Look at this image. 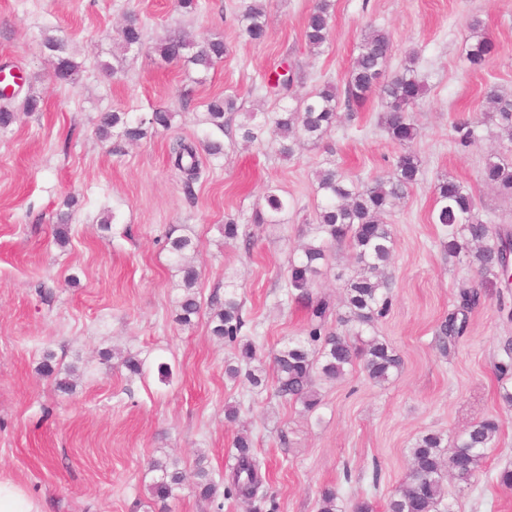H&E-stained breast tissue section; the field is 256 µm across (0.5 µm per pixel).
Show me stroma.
<instances>
[{
  "label": "stroma",
  "mask_w": 512,
  "mask_h": 512,
  "mask_svg": "<svg viewBox=\"0 0 512 512\" xmlns=\"http://www.w3.org/2000/svg\"><path fill=\"white\" fill-rule=\"evenodd\" d=\"M247 2L200 0L188 15L174 0H0V70L18 77L19 96L42 99L41 111L19 114L0 135V475L42 501L45 512H318L327 487L343 506L366 499L384 512L409 472L417 437L433 431L452 442L493 416L500 430L485 462L470 487H449L444 504L448 512H512V490L498 483L499 472L512 468V409L498 395L500 385H512V373L496 370L512 339V289L499 291L492 275L449 257L448 229L431 220L437 178L450 175L472 192L482 220L512 230V199L480 178L489 155L512 161V139L491 121L484 98L490 85L512 96V0H333L330 41L318 54L302 36L315 0H268L261 43L239 27ZM131 14L145 45L127 53L121 75L105 74L101 65L111 61ZM475 17L495 44L476 71L466 59ZM371 27L392 36L388 74L403 71L414 54L427 85L412 112V147L424 176L388 218L391 304L375 325L403 366L382 383L359 367L317 380L320 405L307 416L273 389L256 391L225 375L236 349L212 336L208 310L229 274L249 321L244 336L264 366L288 340L305 336L309 313L288 299L286 279L304 242L301 228L315 217V173L331 162L362 181L391 173L400 148L379 126L380 97L341 118L324 144L301 145L289 160L271 144L225 135L223 157L203 158L189 189L169 160V143L202 136L215 97L235 96L236 124L254 108H275L279 97L266 79L285 62L301 72L294 96L327 84L344 88ZM174 32L195 42L223 37L228 52L205 72L164 61L155 46ZM47 33L69 43L81 67L76 83L54 77L42 45ZM158 106L174 112L171 128L150 130L136 144L96 133L100 113ZM463 118L479 123V140L467 148L455 142ZM271 187L290 207L280 223H254ZM66 212L71 243L62 248L52 228ZM109 212L111 227L101 229ZM229 217L244 225L249 241H225ZM170 233L194 245L202 311L188 325L177 319L180 274L165 247ZM354 269L348 248L333 247L313 294L342 312L343 278ZM479 283L486 296L465 335L441 352V322L457 308L460 289ZM105 349L114 354L108 365L99 360ZM49 353L60 367H76L73 391L40 375ZM127 356L145 360V374H130L121 363ZM161 362L172 369L165 384ZM229 404L241 408L237 421L225 417ZM242 429L263 463L267 498L247 503L220 492L200 499L193 490L198 468L223 483ZM154 460L177 461L186 476L164 503L149 492Z\"/></svg>",
  "instance_id": "obj_1"
}]
</instances>
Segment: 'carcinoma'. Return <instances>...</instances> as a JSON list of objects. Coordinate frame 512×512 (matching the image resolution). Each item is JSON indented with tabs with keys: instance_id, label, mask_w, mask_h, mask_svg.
<instances>
[{
	"instance_id": "carcinoma-1",
	"label": "carcinoma",
	"mask_w": 512,
	"mask_h": 512,
	"mask_svg": "<svg viewBox=\"0 0 512 512\" xmlns=\"http://www.w3.org/2000/svg\"><path fill=\"white\" fill-rule=\"evenodd\" d=\"M331 0H317L309 11L303 38L313 54L322 52L329 41L332 29ZM242 31L247 38L260 42L267 35V11L264 0H251L239 17ZM475 39L467 50V59L473 68L482 67L493 49L491 39L482 33L480 20L472 21ZM120 52L112 54V63L102 68L117 74L123 69L124 55L143 44V28L135 16H128L119 32ZM44 46L53 59L57 79L72 82L79 75V65L74 60L68 43L55 36H47ZM391 35L372 28L361 39L358 53L345 84L347 107L366 101L379 93L383 111L381 125L388 137L401 147L393 170L387 177H377L368 183L356 182L340 167L331 164L316 172L317 194L320 196L315 220L305 225L302 232L306 242L294 255L288 266V298L304 306L310 313L308 338L290 341L274 355L275 395L285 401L299 402L304 413H314L319 400L312 391L315 376L337 379L346 374L356 362L368 377L383 382L399 371L402 360L388 343L373 336H363L374 329L375 323L385 317L390 305V280L385 269L390 261L394 238L391 225L385 217L407 189L422 180L424 171L418 154L411 149L417 136L410 112L424 97L427 88L419 78L415 60L401 73L385 78L386 66L391 57ZM160 57L169 62H185L207 71L220 62L226 53L224 40L214 37L202 43H191L179 34L168 36L158 47ZM338 89L333 85L300 98L297 103H284L271 111L250 112L247 120L238 125V135L246 142L266 138L277 145L283 158H291L300 142L319 145L327 138L338 122L340 103ZM485 97L492 106L490 118L512 138V98L500 95L493 86L487 87ZM236 111V99L232 96L216 97L207 104L205 123L210 133L194 142L177 137L170 145V157L186 187L198 180L201 171L199 151L212 157L224 154V144L219 135L227 132L226 115ZM174 113L156 107L147 114L130 112H103L96 131L100 138H113L133 143L142 140L148 131L158 127L170 128ZM478 123L469 120L455 124L456 141L468 147L478 140ZM481 179L496 188L498 194L512 199V165L500 159L488 160ZM288 198L271 188L263 198V205L255 211L254 222L278 224L288 210ZM432 222L448 227V255L464 260L480 275L498 273L507 276L512 267V232L496 230L483 222L475 212V199L470 190L457 179L448 176L435 185V205ZM55 243L65 248L71 239L69 216H60L53 229ZM347 246L357 264L354 274L345 281L344 314L336 316L341 330L328 329L332 315L330 301L315 296L311 287L328 263L330 250L335 246ZM167 250L181 275L182 290L178 301L179 321L189 325L200 312V304L194 288L199 279L196 267L187 260L186 253L193 248L191 238H168ZM228 291L224 301H212L210 324L213 335L235 345L238 349L237 364H229L225 374L236 379L246 378L254 388L266 387L262 365L257 360V348L248 340L241 341L245 326L243 303L238 300L235 284L224 283ZM485 292L480 287L464 289L460 293L459 309L448 315L439 326L437 336L442 351L456 343L467 331L468 312L476 308ZM69 369L61 376L54 356L46 355L40 366V374L55 380L57 387L67 392L73 388ZM499 423L492 417L475 423L471 429L454 442V450L444 457L443 435L430 432L419 436L409 450L410 474L388 498L386 512H438L447 495L446 481L452 480L463 490L472 483L476 472L486 457V450L494 443ZM235 464L227 478V491L243 500H253L263 485L260 464L251 439L245 435L233 441ZM149 469L159 476L149 486L152 497L165 502L175 496L184 480L177 463L152 461ZM195 489L204 500H211L217 493V485L204 469L197 472ZM320 512H345L338 502L337 493L331 488L321 491Z\"/></svg>"
}]
</instances>
